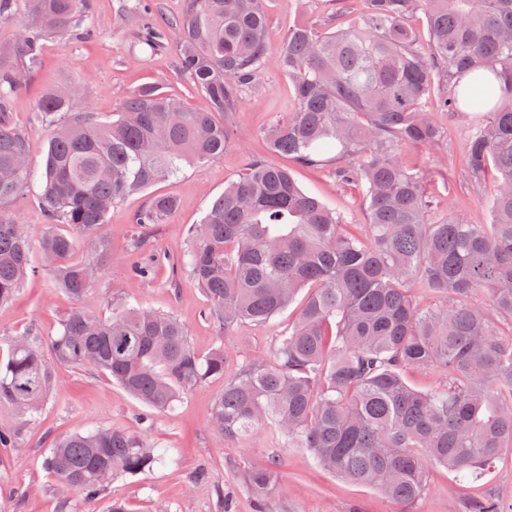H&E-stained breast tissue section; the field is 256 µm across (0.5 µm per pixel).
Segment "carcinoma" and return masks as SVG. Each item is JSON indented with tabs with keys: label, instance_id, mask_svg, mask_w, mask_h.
<instances>
[{
	"label": "carcinoma",
	"instance_id": "1",
	"mask_svg": "<svg viewBox=\"0 0 512 512\" xmlns=\"http://www.w3.org/2000/svg\"><path fill=\"white\" fill-rule=\"evenodd\" d=\"M421 7L430 49L418 46L408 14ZM267 0H186L175 23L179 71L209 97L196 112L171 96L145 89L118 119L104 124L87 112L56 122L77 95L73 84L44 95L38 111L54 124L45 159L44 206L53 224L40 247L54 287L77 299L62 330L48 339L29 333L9 341L0 361V406L25 422L50 399L54 365L106 372L155 411H172L183 395L211 377L224 392L211 409L228 440L271 423L284 440L310 451L323 469L382 491L410 507L438 464L475 482L512 447V0H363L359 21L333 32L308 25L288 30L283 66L298 107L268 138L273 150L305 167L336 152V179L358 185L368 233L350 232L343 218L305 193L290 171L253 160L224 187L201 224L188 231L183 258L211 302L206 316L223 332L243 321L266 323L303 289L309 293L270 361L224 376V347L200 356L171 313L112 307L108 317L82 304L98 266L76 263L74 235L98 256V236L112 205L177 175L183 164L224 154L229 131L213 113L233 112L240 89L256 77L265 52ZM82 0H29L22 40L0 48V206L14 201L30 178L24 133L11 115V94L41 67L40 42L80 27ZM138 42L165 45L169 29L137 15ZM490 71L503 79L491 118L468 141L465 165L480 186L493 174L491 223L429 217L424 174L404 169L402 146H431L441 132L423 100L432 94L450 109L474 112L485 103L456 83L462 73ZM176 207L158 197L135 216L159 224ZM31 251L26 227L0 215V305L12 300ZM429 288L448 306L419 309L413 289ZM484 293L476 307L471 296ZM49 349L45 357L43 349ZM434 367L446 383L412 387L405 373ZM169 449L139 433L99 427L56 438L44 469L58 482L60 512L69 492L92 503L112 481L152 470ZM253 512H275L276 463L247 471ZM466 512H503L492 497Z\"/></svg>",
	"mask_w": 512,
	"mask_h": 512
}]
</instances>
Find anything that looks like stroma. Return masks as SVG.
Instances as JSON below:
<instances>
[{"label":"stroma","mask_w":512,"mask_h":512,"mask_svg":"<svg viewBox=\"0 0 512 512\" xmlns=\"http://www.w3.org/2000/svg\"><path fill=\"white\" fill-rule=\"evenodd\" d=\"M141 1L161 25L180 20L185 9V0H87L85 33L44 38L39 71L11 98L12 119L25 134L32 177L23 198L0 208V214L28 225L33 239H40L48 228L41 171L52 129L37 110V100L45 92L60 84L80 85L75 110L94 113L102 122L115 120L124 100L144 88L179 98L198 111L211 108L208 97L179 72L175 44L160 51L137 44L134 9ZM361 7L362 0H268L266 54L227 120L233 134L223 155L184 164L176 177L134 192L112 207L100 227L109 259L86 302L90 311L104 317L118 302L174 313L185 324L197 353L205 355L223 346L230 373L243 363L270 356L279 336L295 321L300 302L268 323L244 322L222 335L205 318L208 301L189 271L171 273L169 261L184 251L187 228L201 222L225 184L245 173L255 159L291 166L304 191L340 212L346 223L367 224L358 187L337 181L330 168L290 164L269 148L264 137L266 129L287 123L297 109L294 86L280 62V44L289 28L303 22L321 32L332 31L355 21ZM424 108L441 128L442 139L434 146L400 148L399 158L410 171L428 173L432 218L449 214L469 224L489 223L494 182L471 187L464 160L470 135L478 122L489 120V112L478 117L451 112L433 97L425 100ZM157 196L173 197L176 209L165 223H136V214ZM139 237L146 241L145 250L133 248ZM152 258L159 262L154 277L137 276L134 266ZM75 304L74 298L54 288L39 250H32L14 299L0 305V359L6 358L10 339L29 330L44 337L58 335ZM223 390V377L215 376L184 395L175 410L150 413L109 376L61 368L50 400L35 419L20 421L10 408L0 407V427L20 431L19 447L0 458V512H57V486L42 467L44 452L55 437L101 426L141 431L151 446L173 449L175 460L116 479L109 496L89 507L74 501V512H109L116 497L125 501L129 512H219L222 492L230 496L233 512H252V493L243 473L273 460L279 465L280 481L275 505L283 512H399V504L379 490L321 469L307 449L285 444L273 425L245 440L224 439L210 423L211 407ZM201 468L208 470L209 481L192 483V475ZM482 496L512 506V448L503 449L495 468L475 482L459 481L447 469L433 467L425 493L411 512H463L465 502Z\"/></svg>","instance_id":"1"}]
</instances>
